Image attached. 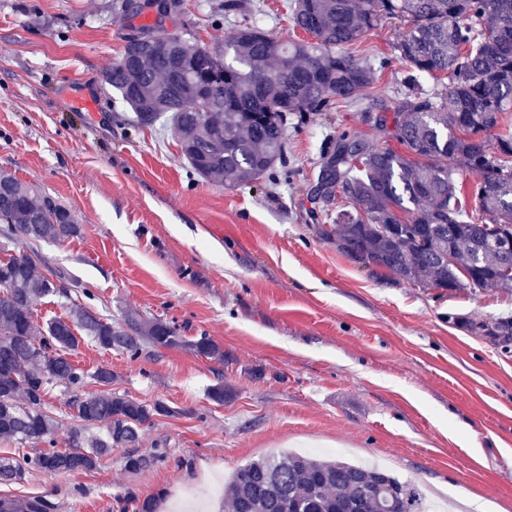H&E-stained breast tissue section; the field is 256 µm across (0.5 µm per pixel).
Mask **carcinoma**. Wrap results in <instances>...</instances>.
Returning a JSON list of instances; mask_svg holds the SVG:
<instances>
[{"instance_id":"carcinoma-1","label":"carcinoma","mask_w":512,"mask_h":512,"mask_svg":"<svg viewBox=\"0 0 512 512\" xmlns=\"http://www.w3.org/2000/svg\"><path fill=\"white\" fill-rule=\"evenodd\" d=\"M292 26L307 39H284L243 25L224 48L196 42L192 31L171 38L150 27L129 35L106 83L134 112L140 127L160 122L177 133L181 155L201 177L253 185L283 159L290 112H328L351 103L376 78L377 68L348 47L389 19L407 24L395 43L408 70L393 101L394 149H370L343 135L336 142V185L352 209L336 213L337 246L355 261L432 288H500L512 278L496 271L507 260L486 245L491 224L512 226V0H287ZM429 76V93L420 79ZM405 224L388 237L379 224ZM79 232L71 211L15 175L0 171V235L57 243ZM471 266L463 281L448 252ZM38 254L0 259V439L43 444L30 454L0 459V484L30 470L50 474L92 470L113 448H134L144 426L173 413L114 392L112 371L89 374L69 352L90 338L99 348L132 359L143 343L183 344L171 324L131 313L125 324L74 304L65 318L40 325L34 305L68 296L58 275L39 270ZM198 354L224 360L209 337L189 343ZM97 392L80 393L87 380ZM57 383L73 395L67 405L82 428L105 435L87 446L58 449L57 420L47 398ZM165 457L156 448L129 455L125 466L149 468ZM419 491L374 465L321 461L280 453L240 466L224 487V512H419ZM0 512H49L41 497L0 498Z\"/></svg>"}]
</instances>
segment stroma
Returning <instances> with one entry per match:
<instances>
[{
  "label": "stroma",
  "mask_w": 512,
  "mask_h": 512,
  "mask_svg": "<svg viewBox=\"0 0 512 512\" xmlns=\"http://www.w3.org/2000/svg\"><path fill=\"white\" fill-rule=\"evenodd\" d=\"M184 0L179 16L124 12V0H0V170L75 215L77 236L38 245L47 268L94 312L134 313L175 326L183 346H145L138 359L89 341L71 359L112 371L113 391L163 402L136 447L166 451L154 467L126 468L116 448L88 471L27 473L0 497H46L50 512H224V483L280 450L332 449L385 458L401 481L456 512H512V340L486 326L512 318V292L424 288L342 253L331 216L341 191L319 198V174L341 134L390 146L375 122L405 72L389 20L353 45L384 62L356 103L288 115L287 163L274 180L230 187L185 162L173 129H137L104 82L125 39L151 25L191 28L223 45L259 22L299 37L282 0ZM102 103L76 106L79 88ZM207 336L223 363L194 352ZM224 385L223 402L210 399Z\"/></svg>",
  "instance_id": "obj_1"
}]
</instances>
